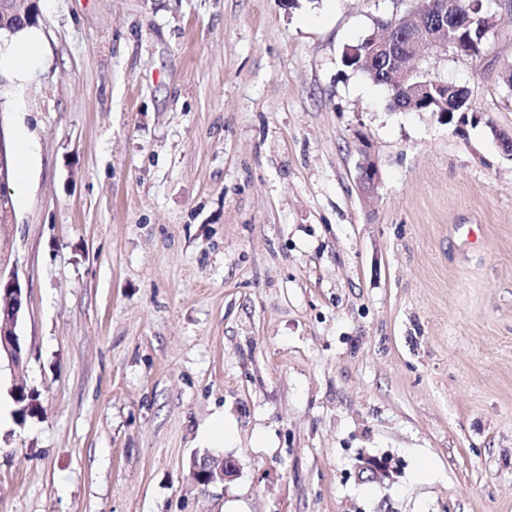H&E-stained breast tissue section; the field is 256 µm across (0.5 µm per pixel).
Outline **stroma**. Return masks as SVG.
<instances>
[{"label": "stroma", "mask_w": 512, "mask_h": 512, "mask_svg": "<svg viewBox=\"0 0 512 512\" xmlns=\"http://www.w3.org/2000/svg\"><path fill=\"white\" fill-rule=\"evenodd\" d=\"M413 3L40 0L45 67L0 84L34 149L0 512H512V12L419 61L446 118L343 63ZM414 68L407 67L405 69L406 78L405 83L407 85V94H408V105L407 108L414 110V104L419 103L421 105V111L433 112L440 111V108L436 104H432L429 107V102L431 98V88L433 90L434 95L437 98H444L447 94V102H448V113L454 112H470V106L467 103L468 97L461 89H453L448 86V88L443 89L441 87L431 86V81H421V80H434L428 78L424 75H417V77L421 80H418L414 77ZM439 82L438 80H434ZM429 107V108H427ZM427 108V109H424ZM423 109V110H422ZM238 462L231 456L222 457L219 460L211 455L194 457L190 471L191 479L198 485L207 488L224 484L237 475Z\"/></svg>", "instance_id": "stroma-1"}]
</instances>
